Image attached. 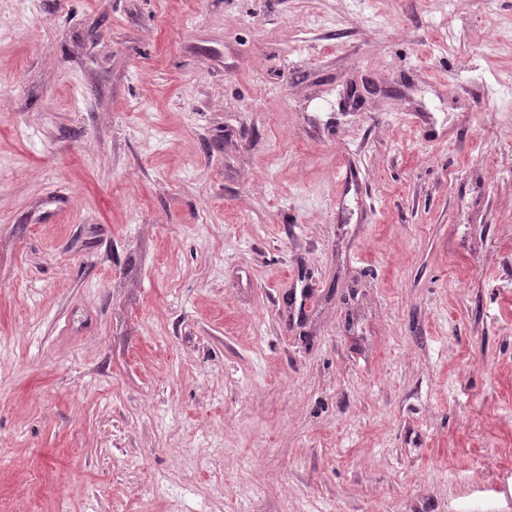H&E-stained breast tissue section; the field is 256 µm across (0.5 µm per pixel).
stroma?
I'll list each match as a JSON object with an SVG mask.
<instances>
[{
    "instance_id": "1",
    "label": "stroma",
    "mask_w": 512,
    "mask_h": 512,
    "mask_svg": "<svg viewBox=\"0 0 512 512\" xmlns=\"http://www.w3.org/2000/svg\"><path fill=\"white\" fill-rule=\"evenodd\" d=\"M512 512V0H0V512Z\"/></svg>"
}]
</instances>
